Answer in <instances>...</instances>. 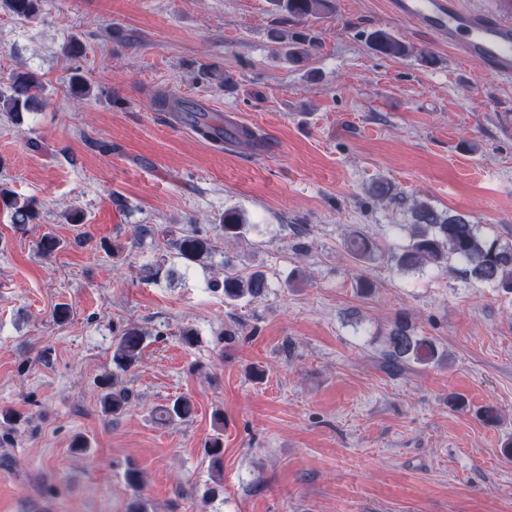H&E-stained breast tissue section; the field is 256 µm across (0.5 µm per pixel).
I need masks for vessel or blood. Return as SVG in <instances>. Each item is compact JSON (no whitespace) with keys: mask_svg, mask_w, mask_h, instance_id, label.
<instances>
[{"mask_svg":"<svg viewBox=\"0 0 512 512\" xmlns=\"http://www.w3.org/2000/svg\"><path fill=\"white\" fill-rule=\"evenodd\" d=\"M390 7L462 59L512 78V0H494L486 9L464 8L460 0H390Z\"/></svg>","mask_w":512,"mask_h":512,"instance_id":"obj_1","label":"vessel or blood"}]
</instances>
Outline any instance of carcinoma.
Wrapping results in <instances>:
<instances>
[{
	"label": "carcinoma",
	"instance_id": "cac0c4a2",
	"mask_svg": "<svg viewBox=\"0 0 512 512\" xmlns=\"http://www.w3.org/2000/svg\"><path fill=\"white\" fill-rule=\"evenodd\" d=\"M8 10L19 18L28 19L37 15L42 0H0ZM274 6L288 16L303 20L327 13L332 9V0H273ZM371 49L393 58L408 55L409 48L401 40L384 30L368 35ZM288 56L296 62L303 61L309 52V42L294 38L286 45ZM40 79L30 71H13L7 77L6 86H0V111L16 124L21 123L24 113L33 108V91L39 87ZM69 91L73 98H84L90 93L86 80L73 69L69 79ZM181 111L188 117L193 132L202 140L222 147L226 144H249L258 140L256 132L247 126L230 125L226 128L210 121L206 112L190 102L182 103ZM369 195L376 200H396L393 186L384 180L374 182ZM0 209L10 214L11 224L18 230H26L39 217L37 203L22 198L15 192L0 186ZM412 223L406 225L407 235L403 242L391 250V258L403 272L423 273L435 268H448L463 281L474 287H489L500 293L512 294V240L502 237L495 230L484 229L469 216L439 211L430 203L414 199L409 204ZM215 228L224 234V242L243 239L249 225L240 211L224 210L220 223ZM37 252L48 257L60 247L59 239L44 233L35 242ZM170 248L187 261L196 262L212 251V238L192 224L190 228L172 237ZM344 249L353 261L367 263L380 251L376 239L360 228L350 230L344 240ZM215 288L224 291V299L230 301H256L268 293L269 283L263 270H254L246 276L227 272L223 281L215 282ZM117 335L113 344L112 364L114 372H108L98 381L99 400L106 415L119 416L124 413L131 399L130 390L117 384L118 373L131 369L140 359L146 347L148 334L135 325L115 328ZM380 365L390 374H401L415 365H429L439 361L437 346L428 338L416 333L415 325L405 316H398L383 336L379 351ZM193 412L191 401L178 396L157 409L156 419L163 423H175L188 419ZM17 418L9 409H0V444H8L15 431ZM224 418L216 416V430L204 443V455L213 469H222L224 456Z\"/></svg>",
	"mask_w": 512,
	"mask_h": 512
}]
</instances>
